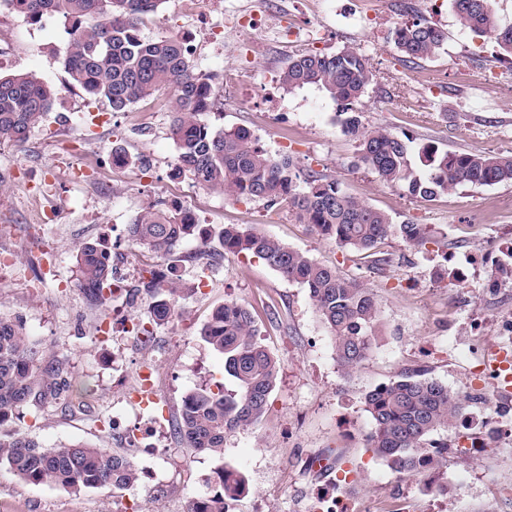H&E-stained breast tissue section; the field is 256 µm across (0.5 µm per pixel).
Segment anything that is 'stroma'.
I'll list each match as a JSON object with an SVG mask.
<instances>
[{
    "label": "stroma",
    "instance_id": "stroma-1",
    "mask_svg": "<svg viewBox=\"0 0 512 512\" xmlns=\"http://www.w3.org/2000/svg\"><path fill=\"white\" fill-rule=\"evenodd\" d=\"M259 0H213L207 20L165 0L147 18L143 37L194 34L195 73L213 79L217 96L203 119L212 128L248 129L271 154L286 155L302 168L335 179L352 195L386 212L393 223L432 224L448 235V245L415 247L388 238L382 246L390 263L375 267L335 241L318 236L284 207L238 201L203 190L189 178L170 176L177 150L169 132L172 95L156 92L124 112L106 101L88 99L67 86L61 61L68 42L63 22L32 23L9 10L0 11V72H33L58 88L52 109L36 125L24 148L0 144V170L17 177L0 182V250L19 254L17 277L0 283V316L23 318L32 340L48 357L64 356L78 385L68 405L25 409L14 424L44 445L89 442L139 463L148 478L128 497L123 490L62 492L32 485L0 466V512H185L191 498L209 491L215 471L236 468L245 495L235 512H303L318 484L348 470L344 493L370 502L380 512L406 502L410 512H512V443L498 440L477 455L465 444L462 428L439 431L448 455L439 478L466 477L457 500L435 497L426 481L401 480L368 446L373 422L363 409L365 393L388 382L405 368L428 367L432 376L463 395L486 394L469 402L475 417L489 404H510L496 382L476 379L479 360L512 348V283L492 286L490 276L502 251L512 248V183L465 185L425 201L409 196L401 185H387L357 160V143L343 129L340 107L322 89H285L280 74L288 59L304 51L335 52L351 48L363 54L372 81L356 104L367 129H385L439 148L512 155V58L502 56L495 41L461 28L450 0H377V17L357 21L364 0H285L299 21L302 37L280 41L263 37L256 51L236 48L237 35L223 31L224 16ZM422 16L448 34L433 58L402 61L394 38L402 23ZM495 81H488V74ZM123 147L135 162L113 172L100 184L72 178L74 166L93 164L98 150ZM50 178L60 220L35 224L38 204L24 194L23 181ZM181 202L200 223L257 228L282 244L307 253L320 264L371 288L379 303L378 336L369 358L357 369L340 370L333 340L319 320L306 289L288 282L255 258L225 255L209 272L208 288L187 297L177 326L154 328L150 347H142L110 326L121 315L147 321L148 303L121 312L90 308L78 288L73 250L85 241L114 243L126 238V226L156 200ZM39 235L45 255L26 252L25 242ZM466 269V281L452 278ZM46 272L44 287L32 288L29 277ZM236 300L260 313L261 340L281 369L264 417L255 425L227 434L223 456L183 447L171 429L156 446H125L112 430L148 422L150 410L132 411L118 400L119 380L136 376L144 357L155 360L157 394L168 418H175L183 395L224 379V359L205 344L199 331L210 312ZM276 308L279 319L264 312ZM108 334H100V327ZM121 351L113 362V351ZM320 457L322 471L304 470L302 459Z\"/></svg>",
    "mask_w": 512,
    "mask_h": 512
}]
</instances>
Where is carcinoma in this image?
Segmentation results:
<instances>
[{
    "mask_svg": "<svg viewBox=\"0 0 512 512\" xmlns=\"http://www.w3.org/2000/svg\"><path fill=\"white\" fill-rule=\"evenodd\" d=\"M37 21L58 16L69 24L62 61L67 85L112 111L124 112L163 88L171 89L170 135L178 155L173 176H189L207 190L243 196L267 206H288L296 219L348 250L389 262L380 245L390 236L414 246H448L427 224H394L384 212L360 201L339 183L316 171L301 173L288 156L270 155L245 128L212 130L200 116L214 103V87L193 73L179 36L154 39L141 35V24L163 0H0ZM494 0H451L459 25L477 37L492 36L502 53L512 56V24L498 21ZM447 35L424 18L405 23L395 44L405 58L427 59L438 53ZM372 80L362 54L344 48L333 54L302 52L289 58L282 83L290 89L317 86L343 106L344 132L357 142L359 160L386 184H400L409 195L432 200L463 185L512 182V156L478 151H448L425 143L413 146L385 130H367L353 111ZM55 92L35 73L0 75V143H24L30 129L52 106ZM417 152L424 171L416 173L409 156ZM126 234L131 244L164 265L151 264L130 291L149 302L152 322L163 326L180 314L179 300L194 292L183 281L185 262L210 270L225 253L262 260L290 281L303 285L321 322L331 333L339 367L349 372L370 354L379 316L376 297L363 284L340 275L307 254L255 229L234 224L203 226L190 210L163 202L141 210ZM189 238L202 249L181 252ZM75 287L87 304L105 309L112 301V258L97 241L79 245L74 255ZM494 282H512V249L495 263ZM200 335L224 357V375L233 383L200 386L185 394L174 435L187 448L224 454V436L258 422L266 412L280 362L259 340L254 313L227 300L212 310ZM72 379L66 359L45 360L41 344L27 334L22 318L0 317V465L25 482L48 484L66 492L129 488L137 479L134 459L77 442L47 447L12 424L31 403L67 404ZM364 410L374 428L368 442L400 478L420 476L434 458L448 453V442L433 438L464 421L461 396L429 376L423 366L406 368L394 379L368 391ZM186 512H226L224 469L214 487L192 499Z\"/></svg>",
    "mask_w": 512,
    "mask_h": 512,
    "instance_id": "cac0c4a2",
    "label": "carcinoma"
}]
</instances>
